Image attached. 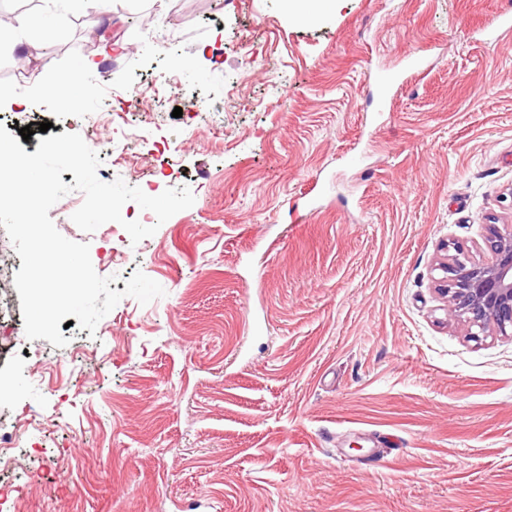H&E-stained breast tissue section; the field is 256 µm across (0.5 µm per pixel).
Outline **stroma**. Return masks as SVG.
<instances>
[{
	"label": "stroma",
	"instance_id": "1",
	"mask_svg": "<svg viewBox=\"0 0 512 512\" xmlns=\"http://www.w3.org/2000/svg\"><path fill=\"white\" fill-rule=\"evenodd\" d=\"M506 6L10 0L0 124L80 134L101 180L195 202L135 244L79 229L62 173L49 216L123 298L57 348L0 292V439L37 418L0 512H512V336L472 338L434 287L441 244L512 223ZM60 79L93 92L50 105ZM138 270L163 297L125 296Z\"/></svg>",
	"mask_w": 512,
	"mask_h": 512
}]
</instances>
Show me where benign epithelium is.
Returning a JSON list of instances; mask_svg holds the SVG:
<instances>
[{
    "label": "benign epithelium",
    "mask_w": 512,
    "mask_h": 512,
    "mask_svg": "<svg viewBox=\"0 0 512 512\" xmlns=\"http://www.w3.org/2000/svg\"><path fill=\"white\" fill-rule=\"evenodd\" d=\"M483 255L459 245L440 264L438 291L448 303V321L479 333L512 335V224L484 225Z\"/></svg>",
    "instance_id": "1"
}]
</instances>
